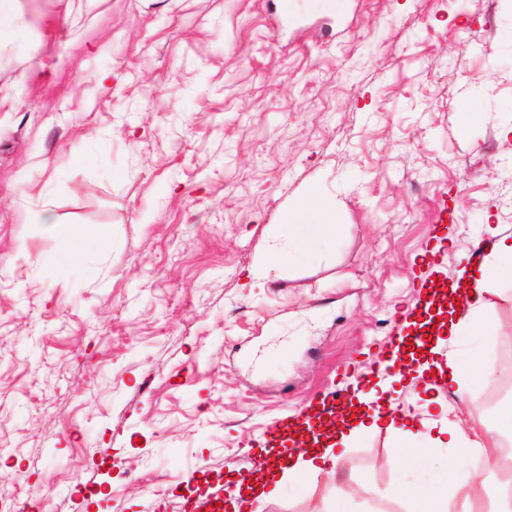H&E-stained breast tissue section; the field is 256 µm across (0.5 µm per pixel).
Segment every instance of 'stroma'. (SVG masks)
I'll use <instances>...</instances> for the list:
<instances>
[{
  "label": "stroma",
  "instance_id": "1",
  "mask_svg": "<svg viewBox=\"0 0 512 512\" xmlns=\"http://www.w3.org/2000/svg\"><path fill=\"white\" fill-rule=\"evenodd\" d=\"M0 28V475L11 512H179L281 447L269 426L368 387L423 281L512 233V0H12ZM483 118L456 133L460 99ZM320 183L342 233L243 276ZM102 228L69 260L59 236ZM497 333L452 348L512 349ZM389 413L448 385L400 355ZM365 432L254 512H406L412 466Z\"/></svg>",
  "mask_w": 512,
  "mask_h": 512
}]
</instances>
